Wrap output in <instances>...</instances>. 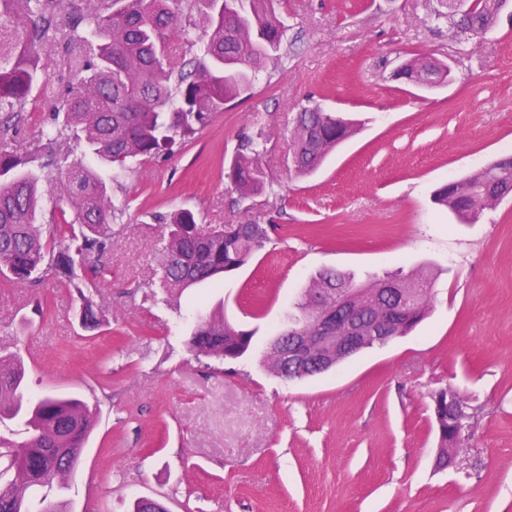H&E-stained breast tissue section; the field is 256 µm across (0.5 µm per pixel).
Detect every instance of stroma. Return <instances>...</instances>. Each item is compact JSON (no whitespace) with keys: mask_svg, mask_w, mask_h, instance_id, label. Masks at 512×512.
<instances>
[{"mask_svg":"<svg viewBox=\"0 0 512 512\" xmlns=\"http://www.w3.org/2000/svg\"><path fill=\"white\" fill-rule=\"evenodd\" d=\"M285 55L246 97L111 187L126 212L85 328L76 292L0 273V353L21 351L29 393H73L97 425L62 496L73 512H512V199L462 224L433 192L512 152V17L478 48L437 22L439 0H281ZM450 61L422 91L393 79L412 54ZM317 102L356 133L307 177L292 172L293 117ZM263 135L262 195L226 178L243 136ZM276 225L224 285L162 300L157 214ZM431 279L428 318L330 372L291 382L261 362L288 306L324 269L365 281ZM256 330L246 358L186 343L195 306ZM463 391L478 417L460 469H435L431 394Z\"/></svg>","mask_w":512,"mask_h":512,"instance_id":"35a3bbf8","label":"stroma"}]
</instances>
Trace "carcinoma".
Returning <instances> with one entry per match:
<instances>
[{
  "label": "carcinoma",
  "mask_w": 512,
  "mask_h": 512,
  "mask_svg": "<svg viewBox=\"0 0 512 512\" xmlns=\"http://www.w3.org/2000/svg\"><path fill=\"white\" fill-rule=\"evenodd\" d=\"M274 0H0V272L22 283L50 276L77 291L82 321L94 328L99 318L84 289L103 278L93 252L111 245L112 223L122 206L111 202L97 164L112 167V181L159 157L176 140L191 137L211 113L245 96L267 62L281 57L286 18ZM465 42L484 38L492 0H476ZM64 33L61 56L76 82L55 100L52 121L39 128L38 141L70 143L65 175L49 188L54 210L44 224L37 169L39 153L21 155L8 141L10 122L29 99L50 83L42 56L44 42ZM355 132V123L321 105H307L293 119V165L299 175L317 169ZM259 137L240 140L230 168L231 186L245 199L265 191L258 158ZM512 192V161L493 164L439 188L434 203L463 223L478 220ZM157 220L169 227L161 248V284L174 297L204 282L223 286V277L244 266L271 242L272 224L244 216L213 228L190 210ZM68 238L55 251L48 241ZM349 297L350 314L363 329L362 349L376 336H405L427 316L429 279L386 273L358 284L347 273L325 270L293 303L288 317L297 336H312L319 314ZM254 332L212 315L199 319L189 339L196 355L232 362L251 348ZM264 358L284 379L290 369L279 351ZM467 411L458 392L441 388L431 400L438 437L436 464L445 468L464 449L469 432L448 430V395ZM96 413L76 395H26L25 367L18 355L0 356V423L24 435L7 446L0 482V512H33L35 491L63 488L90 436Z\"/></svg>",
  "instance_id": "obj_1"
}]
</instances>
